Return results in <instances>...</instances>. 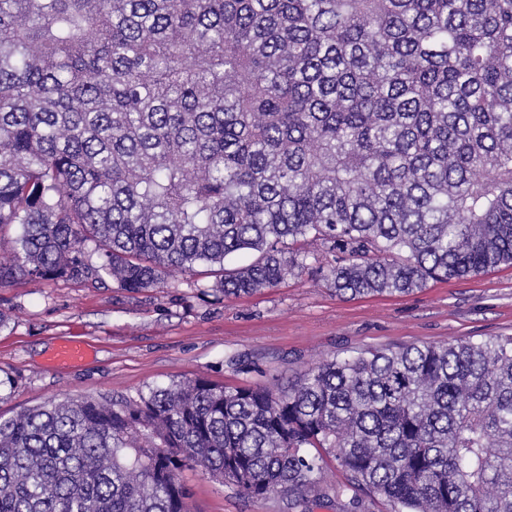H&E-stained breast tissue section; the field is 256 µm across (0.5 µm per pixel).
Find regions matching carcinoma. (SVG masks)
<instances>
[{
    "mask_svg": "<svg viewBox=\"0 0 512 512\" xmlns=\"http://www.w3.org/2000/svg\"><path fill=\"white\" fill-rule=\"evenodd\" d=\"M500 265L512 0H0V288L309 268L393 297ZM334 467L393 512H512V336L0 416V512H190L186 468L321 507Z\"/></svg>",
    "mask_w": 512,
    "mask_h": 512,
    "instance_id": "cac0c4a2",
    "label": "carcinoma"
}]
</instances>
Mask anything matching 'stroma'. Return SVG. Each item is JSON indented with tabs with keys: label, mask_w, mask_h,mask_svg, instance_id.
Returning <instances> with one entry per match:
<instances>
[{
	"label": "stroma",
	"mask_w": 512,
	"mask_h": 512,
	"mask_svg": "<svg viewBox=\"0 0 512 512\" xmlns=\"http://www.w3.org/2000/svg\"><path fill=\"white\" fill-rule=\"evenodd\" d=\"M171 287L133 292L110 278L19 279L0 288V416L50 399L134 398L186 377L217 383H288L351 350L512 336V266L432 281L402 297L341 299L305 272L250 297L224 298L201 271L174 273ZM92 346L82 362L53 364L59 341ZM191 512H301L287 498L244 500L194 470L183 473ZM329 473L323 512H391Z\"/></svg>",
	"instance_id": "stroma-1"
}]
</instances>
